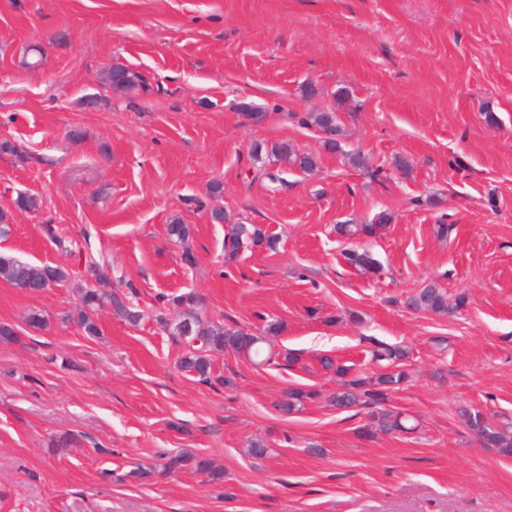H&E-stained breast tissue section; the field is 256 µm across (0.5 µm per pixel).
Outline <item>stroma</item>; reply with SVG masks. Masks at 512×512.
<instances>
[{
  "label": "stroma",
  "instance_id": "stroma-1",
  "mask_svg": "<svg viewBox=\"0 0 512 512\" xmlns=\"http://www.w3.org/2000/svg\"><path fill=\"white\" fill-rule=\"evenodd\" d=\"M33 45L37 68L24 64ZM116 62L147 90L104 88ZM309 82L320 95L302 96ZM242 101L266 120L247 123ZM323 111L337 116L341 152L297 123ZM6 139L28 160L0 155L14 225L0 254L73 269L75 248H91L117 289L134 286L144 317L132 326L100 310L89 336L63 319L79 304L71 284L26 295L0 282V323L20 336L0 342V512H512V458L458 415L512 422V0H0ZM283 139L317 154V169L270 159L280 181L255 179L252 143ZM356 149L382 176L346 164ZM20 193L39 208L15 209ZM381 213L387 228L357 241L383 267L368 275L346 264L336 227ZM174 216L193 227L187 245L167 236ZM237 223L263 225L276 248L225 263ZM442 223L450 239L436 237ZM430 282L465 294L464 308L405 309ZM187 290L206 323L282 321L271 348L297 362L259 367L227 351L215 386L180 371L181 346L153 314L159 295ZM33 311L46 329L27 325ZM377 343L411 351L390 406L414 432L367 435L365 415L327 404L338 381L321 356L369 373ZM291 388L316 397L283 413ZM63 434L76 444L53 452ZM255 438L270 458L248 456ZM184 449L222 465L223 484L163 471ZM137 466L149 481L126 479Z\"/></svg>",
  "mask_w": 512,
  "mask_h": 512
}]
</instances>
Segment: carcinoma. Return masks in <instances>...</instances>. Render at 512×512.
Masks as SVG:
<instances>
[{
	"instance_id": "carcinoma-1",
	"label": "carcinoma",
	"mask_w": 512,
	"mask_h": 512,
	"mask_svg": "<svg viewBox=\"0 0 512 512\" xmlns=\"http://www.w3.org/2000/svg\"><path fill=\"white\" fill-rule=\"evenodd\" d=\"M103 81L110 90L127 96L138 94L147 88V80L139 71L118 63L107 68ZM298 123L316 127L325 135L324 146L334 151L339 150L336 139L339 135L336 113L309 112L300 118ZM266 152L277 161L302 172L312 171L318 165L317 155L301 153L287 140L274 143ZM388 221L387 215L381 213L373 224H339L336 226V232L351 240L370 238L385 228ZM192 232L191 225L184 223L179 217L172 218L167 226L169 238L182 244L189 240ZM245 244L270 247L273 240L266 236V232L258 224L227 225L224 237L226 261H234ZM344 257L348 265L359 271L380 272L378 262L366 249H350L344 252ZM85 270L86 278L83 279L61 265H33L0 256V281L20 292H41L62 283H73L81 302L76 313V321L89 336L99 335L96 316L97 311L102 308L111 309L113 314L131 325L141 320V312L131 305L130 300L107 285L103 261L89 253L85 259ZM465 300L466 296L463 294L453 298L448 296L447 291L433 282L406 298L405 307L414 312L448 315L460 310ZM168 304L173 308V313L156 315V323L161 331L182 345L177 361L178 368L206 383L212 381L214 357L228 350L249 357H260L265 363L271 362V356H262L261 344L267 341V336H278L284 330L283 323L279 321L267 324L262 335H255L237 325H206L200 321L196 313L198 297L192 291L173 296L168 299ZM372 358L381 363V370L369 375L362 373L355 376L352 375L351 368L337 365L332 358L322 359L323 367L335 371L339 378V388L331 395L329 404L338 409L358 407L364 410L371 423L383 433L406 432L409 427L406 426L405 413L388 408V399L409 377L405 368L409 351L401 346L385 345L372 351ZM311 398L312 392L291 388L288 390L287 400L280 402L279 407L282 411L290 413L304 400ZM461 415L467 429L484 447L492 448L503 456H512V425H494L479 409H464ZM163 467L170 471L200 472L206 474L212 482H224V469L190 451H182L167 457Z\"/></svg>"
}]
</instances>
